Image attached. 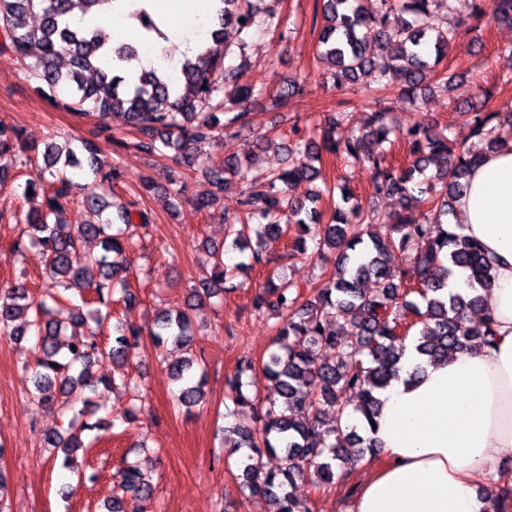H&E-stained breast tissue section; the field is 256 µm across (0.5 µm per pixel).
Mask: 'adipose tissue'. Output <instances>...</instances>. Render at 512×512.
Returning <instances> with one entry per match:
<instances>
[{
	"instance_id": "ef3b65f1",
	"label": "adipose tissue",
	"mask_w": 512,
	"mask_h": 512,
	"mask_svg": "<svg viewBox=\"0 0 512 512\" xmlns=\"http://www.w3.org/2000/svg\"><path fill=\"white\" fill-rule=\"evenodd\" d=\"M143 7L162 35L130 18ZM211 0H114L99 19L113 43L140 46L127 74L159 66L165 43L195 55L208 36ZM450 223L479 240L493 268L485 295L495 314L491 345L423 364L407 346L399 377L378 390L381 417L370 430L380 460L360 485L355 512H492L486 490L512 453V142L485 155L454 204ZM424 370L417 379L408 373Z\"/></svg>"
}]
</instances>
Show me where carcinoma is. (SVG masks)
Here are the masks:
<instances>
[{
  "label": "carcinoma",
  "instance_id": "cac0c4a2",
  "mask_svg": "<svg viewBox=\"0 0 512 512\" xmlns=\"http://www.w3.org/2000/svg\"><path fill=\"white\" fill-rule=\"evenodd\" d=\"M214 27L209 41L198 54L181 62L183 80L172 81L164 69H143L128 79L112 68V61L129 62L120 54L124 45H112L100 29L73 21V14L104 15L112 0H0V44L22 60L30 59L33 77L49 90L62 107L95 114L102 120L120 117L140 134L135 146L146 154L162 149L194 163L198 143L215 134L249 122L247 104L256 93L254 86L240 87L230 99L214 101L224 59L231 42H244L258 23L259 0H217ZM435 0H323V25L316 55L331 65L334 87L348 88L361 73H376L377 90L399 89L397 104L418 108L426 92L440 88L459 91L454 99L459 112L469 116L475 142L462 147L448 137L419 127L396 130L387 110L369 115L366 126L356 133L339 127L336 118L324 125L322 147L301 139L288 147V166L270 174L268 182L251 185L236 202L249 234L227 225L226 241L208 244L205 251L214 277L194 286L191 303L173 313H157L145 329L120 323L109 342L99 330L107 319L115 284L124 281L127 267L125 249L133 244L137 227L129 210L119 212L122 225L112 218L97 224L72 225L65 222L66 207L74 201V183L57 168H82L77 154L56 143L47 146L43 161L50 179L23 188L39 193L43 208L27 217L22 234L39 247L45 258L44 278L51 289L35 297L27 284L15 281L0 285V338L15 342L33 339L30 356L24 362L31 372V402L51 407L64 399L66 404L82 403L66 434L43 437L47 448L65 453L62 467L78 473L82 481L93 482L98 473L91 465L78 463V453H87L92 442L83 434L104 428L102 421L79 420L95 399L116 386L115 377L98 376L94 366L110 362L121 368L139 353L144 335L155 348L167 343L187 348L191 328L211 299L224 292L228 269L224 255L248 253V266L269 264V245L288 235L291 224L303 236L293 241L288 258L307 251L312 241L315 255H334L333 270L318 276L310 297L303 298L298 287L275 282L268 276L264 289L252 297V309L260 315L277 313L272 349L259 367L267 380L265 393L250 394L248 379L255 367L245 358L227 381L229 399L237 407L253 411L250 425H237L238 441L230 445L237 455L243 486L252 495L273 498L277 512H313L309 499L291 493L300 480L318 491L336 487L346 470L358 461L378 454L371 438L356 427L342 428L354 417L366 423L381 411L375 391L399 376L405 342L417 339L416 350L433 363L455 352L492 343L494 320L484 310L481 290L491 280L492 266L481 245L461 233V225L444 228L442 218L453 212V204L464 191L466 179L483 156L512 138V112H483L472 106L474 95L463 88L460 76L442 77L438 66L461 32L442 25L432 9ZM40 13V23L29 17ZM488 12L499 22L512 24V0H474L477 16ZM18 129L0 122V185L16 178ZM401 140L408 147L407 163L390 161L391 148ZM87 154L91 182L83 187L82 203L101 213L112 207L104 198L105 185L121 178L111 167L103 169L97 146L82 141ZM340 155L349 162H367L374 171L373 190L377 195L396 196L407 203L430 205L432 217L416 222L407 217L385 225L386 235L373 230L379 217L363 209L353 195L340 188L348 209L338 208L330 222L323 224L314 204L294 202L288 187L298 181L318 178L315 163L321 151ZM248 161L227 158L224 165L206 173L209 189L198 195L195 204L206 210L220 199L226 182L246 179ZM89 240H97L101 250H86ZM411 263L408 272L402 265ZM457 268L470 271L468 290L450 292L447 281ZM370 281L374 287L364 290ZM79 288L92 299L82 304L64 302L61 291ZM328 318L354 331L347 338L330 330ZM170 378L181 384L179 407L190 413L204 403L205 372L195 373L194 358L184 356L168 364ZM352 390L358 403L349 408L342 394ZM336 414L328 423L324 416ZM118 487L123 495L105 505L106 512H140L139 502L152 498L154 485L134 463L120 470ZM493 512H512V483L504 482Z\"/></svg>",
  "mask_w": 512,
  "mask_h": 512
}]
</instances>
